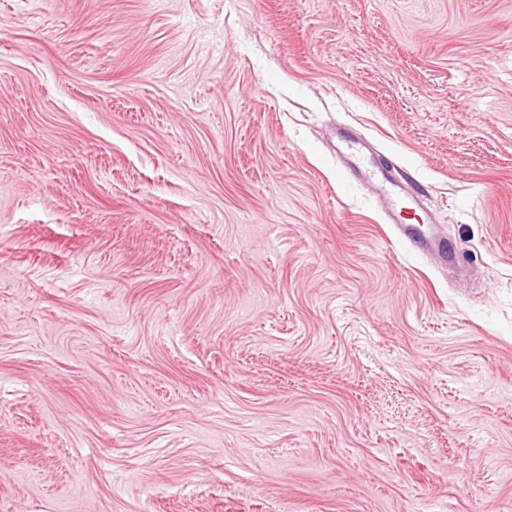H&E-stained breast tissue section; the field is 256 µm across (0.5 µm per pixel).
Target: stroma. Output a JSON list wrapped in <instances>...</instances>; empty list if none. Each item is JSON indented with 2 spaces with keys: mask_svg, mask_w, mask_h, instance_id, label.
<instances>
[{
  "mask_svg": "<svg viewBox=\"0 0 512 512\" xmlns=\"http://www.w3.org/2000/svg\"><path fill=\"white\" fill-rule=\"evenodd\" d=\"M0 512H512V0H0ZM336 156L340 159L345 175L366 185L379 186L386 197L384 214L391 204L392 222L403 208L414 212L421 220L428 218L427 208L421 196L407 183L392 174L390 163L373 151L369 142L353 134L336 133ZM398 227L400 236L414 249L421 252L436 254L444 261H447L448 252L446 250V241L442 236H439L434 232L432 227H430L427 234L422 235H416L410 229L403 227L401 224Z\"/></svg>",
  "mask_w": 512,
  "mask_h": 512,
  "instance_id": "35a3bbf8",
  "label": "stroma"
}]
</instances>
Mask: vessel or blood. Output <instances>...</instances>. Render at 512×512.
<instances>
[{
  "label": "vessel or blood",
  "instance_id": "obj_1",
  "mask_svg": "<svg viewBox=\"0 0 512 512\" xmlns=\"http://www.w3.org/2000/svg\"><path fill=\"white\" fill-rule=\"evenodd\" d=\"M336 155L340 159L347 177L367 185L379 186L390 203L392 210L409 209L419 218H427V208L421 196L407 183L399 181L392 173L387 160L381 159L373 151L369 142L352 134L337 133ZM399 233L405 242L414 249L447 257L446 242L436 232L415 234L408 228H400Z\"/></svg>",
  "mask_w": 512,
  "mask_h": 512
}]
</instances>
